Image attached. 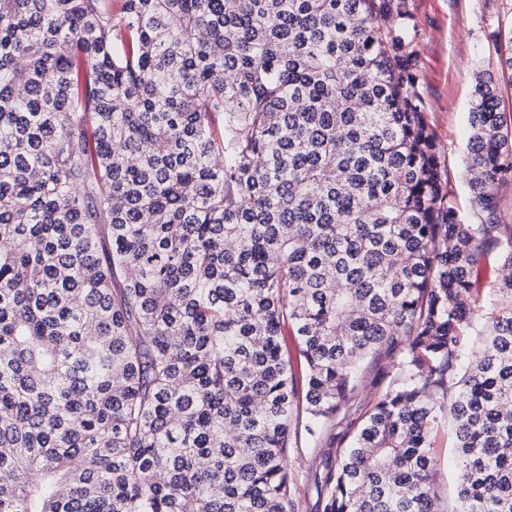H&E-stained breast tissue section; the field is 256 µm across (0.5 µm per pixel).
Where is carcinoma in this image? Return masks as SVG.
I'll use <instances>...</instances> for the list:
<instances>
[{"label":"carcinoma","mask_w":512,"mask_h":512,"mask_svg":"<svg viewBox=\"0 0 512 512\" xmlns=\"http://www.w3.org/2000/svg\"><path fill=\"white\" fill-rule=\"evenodd\" d=\"M412 21L411 0H0V512H296L292 425L321 442L383 351L315 512H433L445 414L454 512H512V304L481 323L473 282L486 248L512 269V139L472 73L467 222ZM283 350L285 354H288V359L290 360V364L292 366L296 384L298 389L301 391L304 388L305 380H304V358L299 352L298 345L295 340V336H293V332L288 329V336H283Z\"/></svg>","instance_id":"obj_1"}]
</instances>
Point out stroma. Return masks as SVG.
Returning a JSON list of instances; mask_svg holds the SVG:
<instances>
[{"label":"stroma","mask_w":512,"mask_h":512,"mask_svg":"<svg viewBox=\"0 0 512 512\" xmlns=\"http://www.w3.org/2000/svg\"><path fill=\"white\" fill-rule=\"evenodd\" d=\"M413 8L419 30L417 78L428 103L427 120L439 143L441 161L448 174V189L467 221L475 224L479 218L472 208L466 184L471 72L475 69L497 72L500 53L486 40L485 32L496 20L512 18V0H413ZM500 264L497 250L487 249L479 257L474 276L482 315L486 318L512 303L495 288ZM395 364L394 358L383 355L368 365L361 385L347 405V418H357L373 405L389 375L394 373ZM346 431V425H337L321 447L302 444L293 449L299 512H315L317 492L311 477L324 470L330 452L341 446ZM434 451L436 501L440 512H455L457 463L448 422H441L438 427Z\"/></svg>","instance_id":"35a3bbf8"}]
</instances>
